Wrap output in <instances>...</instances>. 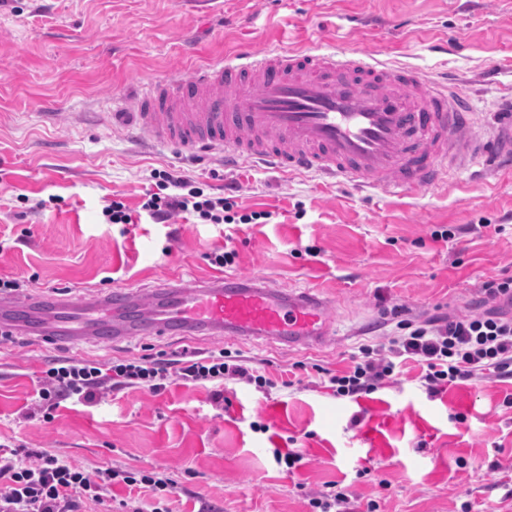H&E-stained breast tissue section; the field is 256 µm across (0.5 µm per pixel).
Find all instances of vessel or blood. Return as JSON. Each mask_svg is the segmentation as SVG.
Returning a JSON list of instances; mask_svg holds the SVG:
<instances>
[{
  "label": "vessel or blood",
  "mask_w": 512,
  "mask_h": 512,
  "mask_svg": "<svg viewBox=\"0 0 512 512\" xmlns=\"http://www.w3.org/2000/svg\"><path fill=\"white\" fill-rule=\"evenodd\" d=\"M132 117L156 143L404 196L437 187L454 169L512 161V117L480 140L461 95L363 53L308 48L202 63L188 78L150 82ZM0 322L37 340L101 344L203 332L310 349L335 332L329 303L314 289L224 273L191 283L172 277L147 291L120 287L83 303L0 302Z\"/></svg>",
  "instance_id": "b4317fda"
}]
</instances>
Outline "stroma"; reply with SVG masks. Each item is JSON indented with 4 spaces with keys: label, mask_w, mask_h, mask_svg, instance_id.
I'll list each match as a JSON object with an SVG mask.
<instances>
[{
    "label": "stroma",
    "mask_w": 512,
    "mask_h": 512,
    "mask_svg": "<svg viewBox=\"0 0 512 512\" xmlns=\"http://www.w3.org/2000/svg\"><path fill=\"white\" fill-rule=\"evenodd\" d=\"M321 45L410 66L470 96L479 123L512 95V0H0V276L20 298L81 301L118 287H157L175 273H216L210 254L237 253L231 274L315 287L336 316L320 350L214 336H134L104 347L51 346L23 335L0 343V443L68 457L85 471L151 468L175 479L169 512H315L330 484L352 492L349 512H512V379H473L430 395L421 367L352 400L328 387L363 344L383 343L386 308L410 315L480 311L484 282L512 277V169L462 172L414 197L388 196L315 173H268L248 160L134 142L112 103L137 82L187 77L238 51ZM223 193L255 224L141 216L105 223L112 199L140 208L152 169ZM42 208H35V201ZM502 232H494V225ZM454 231L446 241L433 232ZM237 353L271 387L171 379L160 393L104 392L45 415L37 391L50 362H102L189 350ZM290 448L294 468L273 451Z\"/></svg>",
    "instance_id": "35a3bbf8"
}]
</instances>
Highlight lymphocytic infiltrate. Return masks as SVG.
I'll list each match as a JSON object with an SVG mask.
<instances>
[{
    "instance_id": "1",
    "label": "lymphocytic infiltrate",
    "mask_w": 512,
    "mask_h": 512,
    "mask_svg": "<svg viewBox=\"0 0 512 512\" xmlns=\"http://www.w3.org/2000/svg\"><path fill=\"white\" fill-rule=\"evenodd\" d=\"M150 177L156 189L148 193L140 210H131L122 200H110L102 209L107 223L137 224L143 210L158 224L176 213H188L212 224H248L260 217L256 211L234 215V196L208 193L185 176L155 168ZM481 294L485 310L462 316L412 318L406 307L393 305L385 315L394 323L395 334L385 343L360 346L349 368L329 375L331 390L336 396L354 400L370 395L392 380L396 369L409 360L420 365L421 380L435 395L459 380L511 378L512 316L493 309L492 304L512 301V278L485 282ZM174 377L211 384V397L217 402L224 399L225 381L243 380L260 388L270 383L224 350L202 358L160 355L107 364L64 358L53 361L46 370L38 390L39 405L48 411L67 400L89 406L97 403L107 387L158 392ZM120 482L138 490L134 501H121L125 512H165L158 496L177 490L174 479L153 470L129 472L108 467L91 474L47 451L0 448V512H112L110 490Z\"/></svg>"
}]
</instances>
